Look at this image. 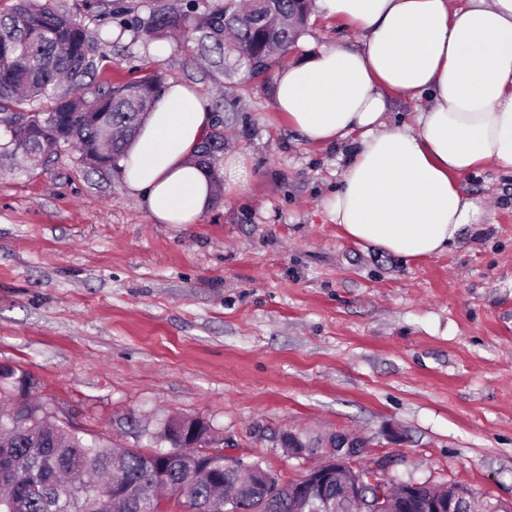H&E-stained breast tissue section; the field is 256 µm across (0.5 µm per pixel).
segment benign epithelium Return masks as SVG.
Here are the masks:
<instances>
[{
  "label": "benign epithelium",
  "instance_id": "7a95c632",
  "mask_svg": "<svg viewBox=\"0 0 512 512\" xmlns=\"http://www.w3.org/2000/svg\"><path fill=\"white\" fill-rule=\"evenodd\" d=\"M186 436L177 439L174 452L188 457L198 454L224 457V468L235 469L242 479L258 492L263 491L272 481V475L254 468L237 457L217 449L219 440L208 423L201 418L184 417L176 426ZM281 444L288 455L300 457L309 450V445L295 433L281 438ZM363 453L360 442L345 436H330L321 451L320 463L309 467L294 482L288 484L291 493L320 491L334 479L345 484L347 496L359 504L361 512H413L421 507L425 512H457L458 498L439 492L428 482L396 481L380 473L382 466L361 468L358 457Z\"/></svg>",
  "mask_w": 512,
  "mask_h": 512
}]
</instances>
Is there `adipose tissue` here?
I'll use <instances>...</instances> for the list:
<instances>
[{
  "mask_svg": "<svg viewBox=\"0 0 512 512\" xmlns=\"http://www.w3.org/2000/svg\"><path fill=\"white\" fill-rule=\"evenodd\" d=\"M364 34L278 71L274 106L312 144L355 138L331 222L404 260L447 251L478 208L459 179L492 162L512 169V0H316ZM424 100L393 126L390 97ZM207 100L166 85L117 172L157 224H194L215 202L194 161L210 132Z\"/></svg>",
  "mask_w": 512,
  "mask_h": 512,
  "instance_id": "adipose-tissue-1",
  "label": "adipose tissue"
}]
</instances>
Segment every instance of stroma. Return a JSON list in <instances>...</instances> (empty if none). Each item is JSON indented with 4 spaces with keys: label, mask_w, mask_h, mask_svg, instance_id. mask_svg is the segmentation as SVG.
I'll list each match as a JSON object with an SVG mask.
<instances>
[{
    "label": "stroma",
    "mask_w": 512,
    "mask_h": 512,
    "mask_svg": "<svg viewBox=\"0 0 512 512\" xmlns=\"http://www.w3.org/2000/svg\"><path fill=\"white\" fill-rule=\"evenodd\" d=\"M157 2L58 0L94 36L91 88L153 72L193 87L249 184L219 189L198 223L156 224L70 146L38 167L0 159V367L124 448L201 417L287 483L321 457L288 456L283 434H342L362 442L359 466L512 505V171L460 179L480 216L441 255L356 243L325 208L354 142L304 141L273 75L231 83L181 42L121 29ZM361 39L314 7L278 64Z\"/></svg>",
    "instance_id": "35a3bbf8"
}]
</instances>
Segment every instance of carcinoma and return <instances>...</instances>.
I'll use <instances>...</instances> for the list:
<instances>
[{
	"instance_id": "1",
	"label": "carcinoma",
	"mask_w": 512,
	"mask_h": 512,
	"mask_svg": "<svg viewBox=\"0 0 512 512\" xmlns=\"http://www.w3.org/2000/svg\"><path fill=\"white\" fill-rule=\"evenodd\" d=\"M311 3L299 0H224L204 12L192 0L156 5L147 18L135 19L149 39L181 36L210 67L232 80L241 70L267 73L301 34ZM93 36L54 0H14L0 11V114L8 113L10 138L0 149L19 155L29 166L45 163L61 145L76 148L92 170H112L134 139L139 124L165 88L156 73L135 81L85 92L84 78L94 68ZM66 84V91H60ZM224 150V130L210 133L196 164L217 179L215 160ZM0 499L17 508L0 512H89L83 486L112 470L102 491L101 512H155L143 489L160 488L184 498L186 512H332L336 485L329 484L309 505L286 490L269 489L264 500L236 485L224 459L208 457L189 471L177 458L155 451H115L89 441L77 428L59 423L51 412L27 400L29 377L11 370L0 376ZM174 421L158 423L151 439L175 446Z\"/></svg>"
}]
</instances>
